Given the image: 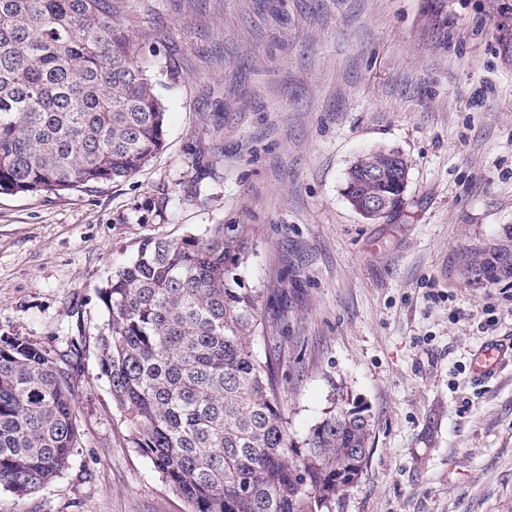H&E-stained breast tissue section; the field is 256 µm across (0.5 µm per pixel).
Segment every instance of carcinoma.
<instances>
[{
    "label": "carcinoma",
    "instance_id": "carcinoma-1",
    "mask_svg": "<svg viewBox=\"0 0 512 512\" xmlns=\"http://www.w3.org/2000/svg\"><path fill=\"white\" fill-rule=\"evenodd\" d=\"M117 0H0V193L124 180L165 146L166 107L116 22ZM392 199L395 181L345 182ZM244 224L146 240L99 290L102 375L130 442L189 512H333L367 466L373 424L330 408L302 438L289 431L278 358L261 360L263 297L241 269ZM465 278L512 283V225L462 258ZM0 338V488L22 501L59 478L79 445L69 365Z\"/></svg>",
    "mask_w": 512,
    "mask_h": 512
}]
</instances>
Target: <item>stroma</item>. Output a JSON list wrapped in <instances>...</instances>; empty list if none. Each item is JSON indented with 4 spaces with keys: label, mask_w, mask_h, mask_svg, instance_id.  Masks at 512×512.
Returning a JSON list of instances; mask_svg holds the SVG:
<instances>
[{
    "label": "stroma",
    "mask_w": 512,
    "mask_h": 512,
    "mask_svg": "<svg viewBox=\"0 0 512 512\" xmlns=\"http://www.w3.org/2000/svg\"><path fill=\"white\" fill-rule=\"evenodd\" d=\"M158 71L165 147L127 180L0 194V337H74L81 434L61 477L0 512H188L129 443L101 374L98 291L149 238L248 225L258 356L280 357L291 433L331 407L373 420L335 512H512V283L463 251L512 225V0H122ZM410 163L402 212L343 194L362 153Z\"/></svg>",
    "instance_id": "stroma-1"
}]
</instances>
